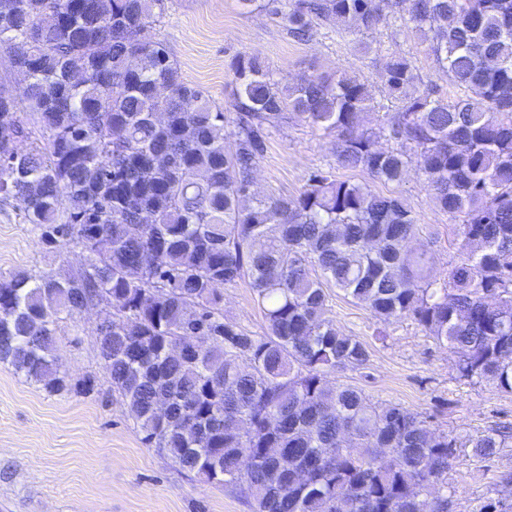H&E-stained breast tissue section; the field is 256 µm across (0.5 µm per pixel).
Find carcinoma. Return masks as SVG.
Segmentation results:
<instances>
[{
    "instance_id": "obj_1",
    "label": "carcinoma",
    "mask_w": 512,
    "mask_h": 512,
    "mask_svg": "<svg viewBox=\"0 0 512 512\" xmlns=\"http://www.w3.org/2000/svg\"><path fill=\"white\" fill-rule=\"evenodd\" d=\"M297 42L333 24L364 41L405 28L428 43L453 102L393 53L375 87L343 66L274 78L238 53L231 109L182 79L158 26L173 0H0V46L23 41V100L0 87V199L82 267L60 281L0 278V362L50 393L59 315L96 294L112 309L100 355L142 441L210 484L245 483L254 512H448L457 449L489 458L512 427L450 436L335 376L366 344L331 317L336 288L386 325L414 321L457 356L460 377L512 393V0H240ZM368 112L381 114L373 126ZM33 128L24 126L22 114ZM295 115L332 138L334 166L293 196L255 192L273 130ZM359 171V182L334 169ZM416 169L458 224L460 261L434 255L401 197L376 190ZM67 208L58 211L60 200ZM246 280L259 334L224 314ZM187 336L194 350L169 356Z\"/></svg>"
}]
</instances>
